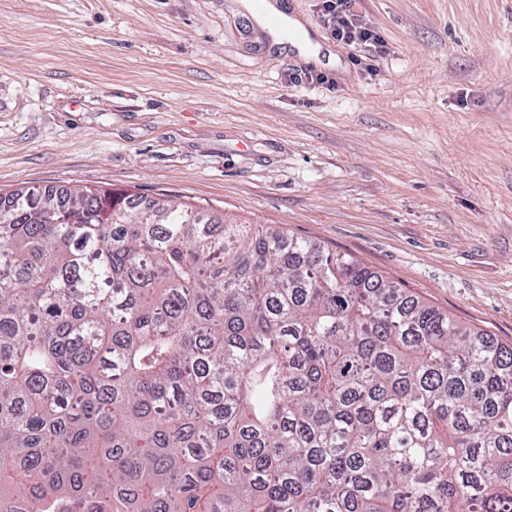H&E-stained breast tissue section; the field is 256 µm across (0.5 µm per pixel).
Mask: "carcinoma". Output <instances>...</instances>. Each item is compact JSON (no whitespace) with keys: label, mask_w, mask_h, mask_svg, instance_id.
<instances>
[{"label":"carcinoma","mask_w":512,"mask_h":512,"mask_svg":"<svg viewBox=\"0 0 512 512\" xmlns=\"http://www.w3.org/2000/svg\"><path fill=\"white\" fill-rule=\"evenodd\" d=\"M0 512H512V347L278 229L17 190Z\"/></svg>","instance_id":"1"}]
</instances>
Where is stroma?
<instances>
[{
	"instance_id": "stroma-1",
	"label": "stroma",
	"mask_w": 512,
	"mask_h": 512,
	"mask_svg": "<svg viewBox=\"0 0 512 512\" xmlns=\"http://www.w3.org/2000/svg\"><path fill=\"white\" fill-rule=\"evenodd\" d=\"M236 0H0V195L100 186L351 255L512 346V0H356L368 65ZM262 9H259L257 5H253L250 2H243L242 6L250 11L255 21L267 31L270 39L274 45H283L288 43V38L283 34L282 29L269 28L265 24V15L277 16L282 27L285 30L292 29L295 33V38L290 42L292 47L296 49L297 53L306 60H313L320 62L323 51L327 53L330 61L333 60L334 56L331 51L325 50L323 45L317 42L311 37L310 32L305 28L303 21L298 15L292 13V10H288V3L277 2L281 0H265Z\"/></svg>"
}]
</instances>
